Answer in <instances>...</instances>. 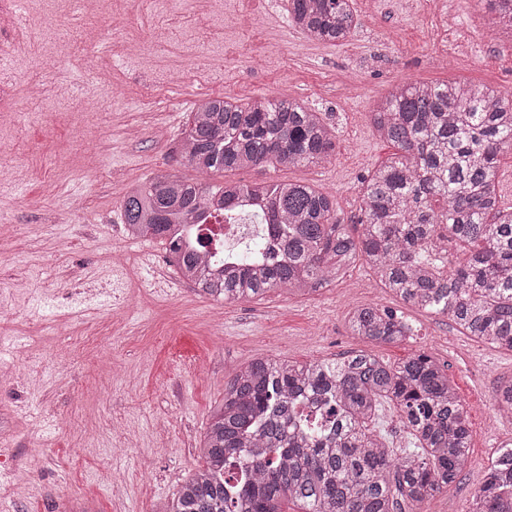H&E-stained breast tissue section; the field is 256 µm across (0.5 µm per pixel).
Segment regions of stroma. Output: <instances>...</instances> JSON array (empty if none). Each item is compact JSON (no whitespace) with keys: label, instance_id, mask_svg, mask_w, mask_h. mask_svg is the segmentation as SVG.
Masks as SVG:
<instances>
[{"label":"stroma","instance_id":"35a3bbf8","mask_svg":"<svg viewBox=\"0 0 512 512\" xmlns=\"http://www.w3.org/2000/svg\"><path fill=\"white\" fill-rule=\"evenodd\" d=\"M353 7L362 26L347 41L324 44L295 31L271 0H229L221 19L179 0L168 49L144 69L116 50L122 39L149 37L157 15L138 9L120 25L101 22L112 88L87 116L77 102L57 104L58 80L78 94L95 90L76 65H64L32 103L19 95V77L0 69V110L23 114L0 155L28 172L13 191L0 173L7 190L0 198V300L9 301L16 281L34 294L27 321L0 322V365L20 363L28 334L44 350H68L76 359L71 374L55 377L33 354L30 384L0 392V461L35 471L28 495H0V512H64L76 502L94 512H162L200 465V441L236 368L257 354L305 362L359 350L392 364L423 352L447 365L469 416V465L419 512H465L491 457L512 441V425L496 419L498 384L512 378L511 351L404 302L362 263L310 297L272 291L259 301L207 299L163 269L164 243L131 241L123 231L130 184L159 173L197 179L180 154V132L198 98H287L329 113L340 132L329 162L215 172L206 181L313 185L335 197L337 220L356 236L363 179L394 152L370 123L378 99L407 80L512 89V42L498 34L486 0H353ZM133 126L141 132L127 138ZM114 248L135 258L125 297L106 285ZM91 280L104 289L87 302L77 288ZM371 302L402 313L412 338L377 344L350 336L348 312ZM84 305L90 311L83 320L58 324L59 315ZM112 448L119 456H109ZM114 468L126 478L118 496L108 492Z\"/></svg>","mask_w":512,"mask_h":512}]
</instances>
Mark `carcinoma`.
Listing matches in <instances>:
<instances>
[{
  "label": "carcinoma",
  "instance_id": "cac0c4a2",
  "mask_svg": "<svg viewBox=\"0 0 512 512\" xmlns=\"http://www.w3.org/2000/svg\"><path fill=\"white\" fill-rule=\"evenodd\" d=\"M512 38V0H488ZM289 24L336 43L361 25L351 0H288ZM379 137L397 149L363 180L362 232L336 220V200L301 182L261 179L213 186L160 174L131 185L122 223L132 239L171 238L185 224L224 219L262 224L278 239L272 262L236 250L216 273L201 234L169 262L205 298L232 303L272 290L311 295L362 261L380 284L415 307L449 317L492 347L512 351V211L499 207L496 175L512 144V94L458 81L403 83L371 112ZM338 128L291 99L246 105L203 101L182 132L196 171L319 166L336 155ZM469 248L453 269L448 242ZM352 336L407 340L408 324L378 303L353 308ZM394 404L411 437L392 448L370 424ZM512 419V378L498 386ZM512 443L499 447L466 512H512ZM467 413L445 366L424 353L391 364L360 350L339 360L296 362L257 355L224 387L200 444L202 465L164 512H405L435 497L468 464Z\"/></svg>",
  "mask_w": 512,
  "mask_h": 512
}]
</instances>
